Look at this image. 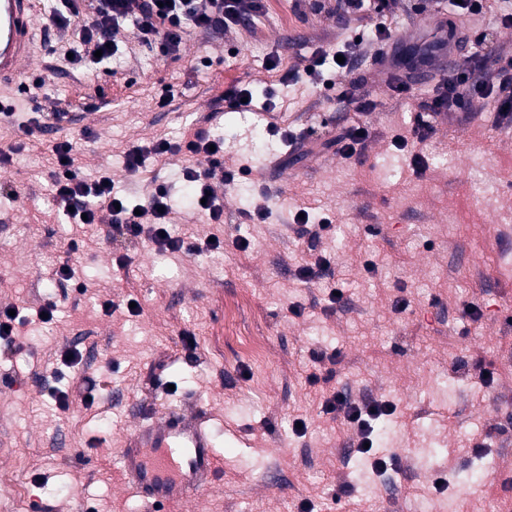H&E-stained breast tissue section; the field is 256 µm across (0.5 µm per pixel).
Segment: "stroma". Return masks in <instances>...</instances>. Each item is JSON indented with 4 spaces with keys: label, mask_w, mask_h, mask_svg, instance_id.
I'll return each mask as SVG.
<instances>
[{
    "label": "stroma",
    "mask_w": 512,
    "mask_h": 512,
    "mask_svg": "<svg viewBox=\"0 0 512 512\" xmlns=\"http://www.w3.org/2000/svg\"><path fill=\"white\" fill-rule=\"evenodd\" d=\"M341 0L312 12L306 0H263L250 26L226 33L188 30L179 57L158 59L132 35L118 37L112 69L87 76L65 58V43L38 32L27 77L41 76L64 117L55 134L38 133L0 169L18 201L0 196V307H17L12 346L0 341V501L20 512H149L124 477L120 450L139 421L177 408L205 415L222 470L219 484L161 512H414L436 502L446 512H512V293L495 272L512 238V125L485 114L438 125L421 149L428 167L416 173L393 145L433 97L430 74L413 94L388 85L384 68L364 56L355 64L360 94L377 98L365 147L350 158L330 152L279 169L285 142L336 133L350 114L326 91L288 84L268 71L299 67L316 48L343 47L354 31ZM248 82L256 101L275 108L251 114L219 100L228 84ZM174 97L164 107L165 90ZM108 100L100 109V100ZM205 126L224 137V164L248 159L250 174L224 187V221L204 213L172 233L223 236V252H158L147 238H108L107 225L65 223L48 202L53 144L70 140L91 177L110 169L134 200L154 183L168 184L176 209L190 190L180 178L191 160L176 155L128 173L126 151ZM267 202L270 217L244 213ZM329 213L333 235L299 241V206ZM249 247H234L237 238ZM78 240L77 252L67 249ZM332 258L321 278L302 282L297 269L317 254ZM128 264L117 267L116 259ZM374 272H366L364 261ZM69 263L83 290L57 292L53 321L38 311L53 272ZM344 290L329 304L330 286ZM140 305L137 314L127 299ZM111 300L118 308L105 313ZM482 315H465L467 304ZM302 309L292 315L291 305ZM191 334L196 351L186 349ZM266 357L241 359L251 338ZM82 360L61 368L62 354ZM335 354L329 382L309 384L311 353ZM492 372L483 384L480 370ZM97 385L98 399L60 409L54 394ZM339 391L362 403L390 400L396 412L377 421L380 454L394 465L383 475H358L356 430L322 408ZM305 420L304 436L292 430ZM483 466L480 477L460 475ZM451 482L438 490L436 473ZM352 497L334 503L342 482Z\"/></svg>",
    "instance_id": "35a3bbf8"
}]
</instances>
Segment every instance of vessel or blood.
Returning <instances> with one entry per match:
<instances>
[{"label": "vessel or blood", "instance_id": "obj_1", "mask_svg": "<svg viewBox=\"0 0 512 512\" xmlns=\"http://www.w3.org/2000/svg\"><path fill=\"white\" fill-rule=\"evenodd\" d=\"M38 0H0V83L24 76L35 47ZM129 485L151 505L204 492L220 476L204 416L167 412L140 422L120 450Z\"/></svg>", "mask_w": 512, "mask_h": 512}]
</instances>
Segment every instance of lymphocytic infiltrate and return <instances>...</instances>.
Listing matches in <instances>:
<instances>
[{"label":"lymphocytic infiltrate","mask_w":512,"mask_h":512,"mask_svg":"<svg viewBox=\"0 0 512 512\" xmlns=\"http://www.w3.org/2000/svg\"><path fill=\"white\" fill-rule=\"evenodd\" d=\"M347 14L370 26L378 41L392 39V20L396 18L397 0H344ZM262 0H54L44 23L62 38L74 42L73 64L94 71L111 65L118 51L115 38L121 29H130L133 38L157 45L161 56L179 55L187 28L203 31H229L246 26L262 10ZM424 9L434 22L430 39L419 40L412 56L394 49L381 61L389 74V85L397 93L409 92L413 70L431 67L437 51L456 37L458 47L486 42V33L473 25L474 16L495 12L497 29L512 28V13H496L490 0H424ZM362 51L359 42L345 45L340 56L318 49L307 58L303 68L288 71V78H306L312 85L335 91L339 102L354 105L360 119L331 140L325 149L349 158L364 148L370 137L369 115L378 102L358 95L356 82L345 75L354 67ZM492 107L501 121H512V57L490 51L480 68H472L467 56L457 57L450 71L440 72L436 96L425 113L417 115L410 136H399L394 145L406 150L410 142L427 139L434 122L458 112L474 113ZM195 157L194 165L185 167L183 177L194 185L192 206L208 215L211 223L224 221V206L218 191L248 175L249 167L228 169L224 166V139L211 129L195 127L179 140H155L151 146L135 147L125 154L128 172L142 169L147 160H161L177 153ZM52 183L50 199L57 212L69 223L88 221L108 225L114 232L131 237L149 238L162 251L199 253L220 252L223 240L206 241L191 234L170 235L169 219L173 212L170 193L165 185H156L142 205L133 204L111 176L102 174L88 179L80 175L74 146L70 141L55 143L51 149ZM324 413L341 419L358 432L357 453L368 458L374 471H385L388 463L372 448L373 420L392 415L395 406L389 401L368 404L351 402L336 391L325 397Z\"/></svg>","instance_id":"f902f5d3"}]
</instances>
